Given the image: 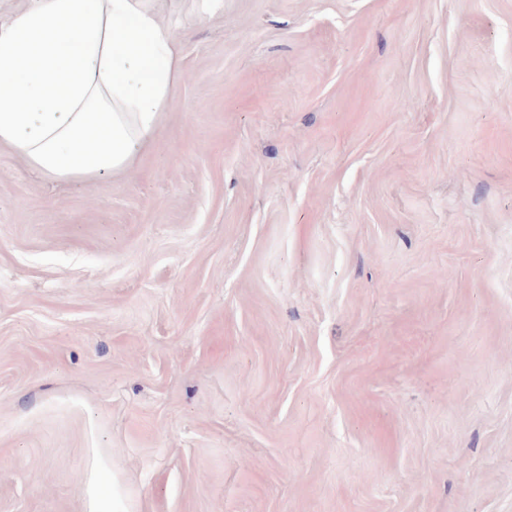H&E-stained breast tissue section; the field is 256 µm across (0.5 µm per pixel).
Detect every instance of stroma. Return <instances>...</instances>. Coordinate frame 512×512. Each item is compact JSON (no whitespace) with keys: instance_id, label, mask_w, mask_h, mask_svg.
I'll use <instances>...</instances> for the list:
<instances>
[{"instance_id":"stroma-1","label":"stroma","mask_w":512,"mask_h":512,"mask_svg":"<svg viewBox=\"0 0 512 512\" xmlns=\"http://www.w3.org/2000/svg\"><path fill=\"white\" fill-rule=\"evenodd\" d=\"M130 170L0 147V512H512V0H166Z\"/></svg>"}]
</instances>
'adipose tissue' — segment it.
<instances>
[{
    "label": "adipose tissue",
    "mask_w": 512,
    "mask_h": 512,
    "mask_svg": "<svg viewBox=\"0 0 512 512\" xmlns=\"http://www.w3.org/2000/svg\"><path fill=\"white\" fill-rule=\"evenodd\" d=\"M163 0H32L0 23V146L54 180L128 169L180 74Z\"/></svg>",
    "instance_id": "1"
}]
</instances>
